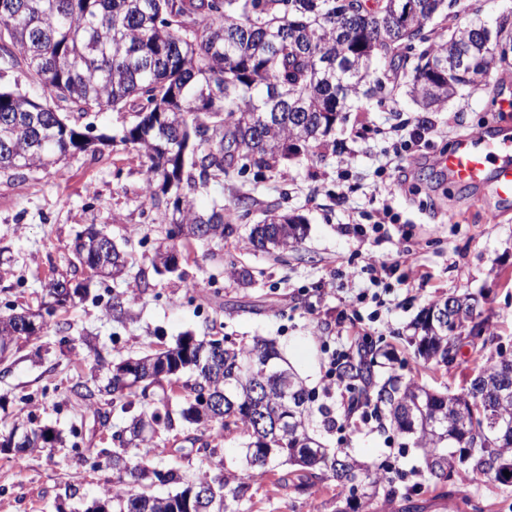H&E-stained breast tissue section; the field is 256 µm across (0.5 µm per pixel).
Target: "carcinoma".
<instances>
[{
  "label": "carcinoma",
  "mask_w": 512,
  "mask_h": 512,
  "mask_svg": "<svg viewBox=\"0 0 512 512\" xmlns=\"http://www.w3.org/2000/svg\"><path fill=\"white\" fill-rule=\"evenodd\" d=\"M460 0H0V58L26 66L28 91L0 74V172L25 173L59 165L72 152L131 146L146 167L145 200L158 224L180 226L184 260L197 242L237 237L253 251L286 255L304 238L303 218L265 210L258 224L224 220V201L201 210L195 195L234 173L284 175L288 161L311 147L336 150L329 139L342 114L362 97H385L383 76L406 64L400 45L421 50L406 87L424 108H439L481 81L505 58L512 21L504 17L484 37L488 22L475 16L448 38L429 41L435 15ZM65 102L83 117L108 110L133 121L119 138L90 136L59 111ZM170 233L151 264L169 271ZM79 264L98 275L107 264L127 268L120 250L101 238L77 236ZM149 290L112 289L110 311L120 318ZM47 295L65 311L85 297L66 279L52 277ZM484 295L467 292L429 304L411 325L415 361L449 370L460 344L483 337ZM454 310H449V307ZM0 362L17 340L50 327L69 342L67 322L31 316L4 304ZM451 311L445 321L435 315ZM363 355L339 364L349 393L348 414L372 409L415 448L424 451L425 482L403 485L389 464L372 468L346 450L327 447L314 433L315 401L288 365L276 341L246 344L217 330L201 339L187 333L137 357L115 361L107 381L90 387L76 378L67 397L82 416L95 407L101 425L113 413L130 424L112 433V447H80L72 425L71 451L96 470L112 467L118 488L93 500L86 512H227L251 501V480L276 477L297 496L336 481V512H422V496H448L447 482L473 473L512 486V350L498 346L459 393L439 392L393 372V357L365 337ZM189 448L170 449L186 426ZM237 434L241 446L224 462L219 445ZM64 443L62 432L31 417L0 437L13 459ZM164 455L203 465L191 482ZM296 470L280 474L283 466ZM511 473L507 477L504 472ZM179 488L157 493L158 485Z\"/></svg>",
  "instance_id": "cac0c4a2"
}]
</instances>
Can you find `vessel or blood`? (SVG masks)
<instances>
[{
    "label": "vessel or blood",
    "instance_id": "obj_1",
    "mask_svg": "<svg viewBox=\"0 0 512 512\" xmlns=\"http://www.w3.org/2000/svg\"><path fill=\"white\" fill-rule=\"evenodd\" d=\"M449 180L461 185L491 184L501 198L512 197V135L477 134L462 139L435 161Z\"/></svg>",
    "mask_w": 512,
    "mask_h": 512
}]
</instances>
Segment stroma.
Returning <instances> with one entry per match:
<instances>
[{"mask_svg": "<svg viewBox=\"0 0 512 512\" xmlns=\"http://www.w3.org/2000/svg\"><path fill=\"white\" fill-rule=\"evenodd\" d=\"M464 13L449 10L433 21L436 35L447 37L466 19L496 21L512 16V0H467ZM512 57L467 93L441 109L425 111L395 82L385 99H362L337 123L336 151L324 158H299L287 177H257L253 172L225 179L197 195L198 208L214 197L237 218L241 197L251 198L250 223L267 208L305 218L307 235L294 251L279 257L254 252L229 239L199 245L194 260L181 262L179 276L155 273L149 262L162 227L144 203L145 168L137 152L121 146L101 155L77 152L62 171L40 170L18 178L0 174V306L13 302L37 309L50 276L80 285L82 303L67 315L70 343L59 344L44 331L19 343L0 365V433L6 432L32 395L41 424L68 431L75 411L64 394L72 377H104L106 363L134 356L149 344H174L184 333L206 336L212 321L243 341L265 336L297 369L327 409L330 424L318 425L328 447L347 449L369 465L397 460L406 484L419 482L422 452L402 447L386 421L351 423L344 418V388L331 387L330 357L350 347L352 334L364 330L413 364L405 341L409 326L434 300L483 291L488 338L484 352L497 343L512 345V201L483 187L448 181L433 162L461 138L478 132H512ZM424 127L413 141V129ZM408 143L405 184L389 161ZM390 207L393 221L377 234H345L344 225L374 224ZM497 212L496 222L485 216ZM94 227L109 234L127 254L129 274L112 282L90 276L72 254L76 236ZM371 255L387 256L388 277L371 284L360 269ZM257 271L255 283L228 274L229 260ZM144 272L150 288L133 308V319L119 323L105 311L113 288H131ZM481 353L463 343L451 373L420 370L429 388L459 392L482 365ZM111 468L89 470L75 463L70 449L45 448L14 464L0 454V512H85L92 499L114 486ZM249 512H334V481L313 489L307 503L277 488L271 479L254 481ZM482 512H512V487L471 475L455 476L448 496L430 498L425 512H465L468 502Z\"/></svg>", "mask_w": 512, "mask_h": 512, "instance_id": "stroma-1", "label": "stroma"}]
</instances>
